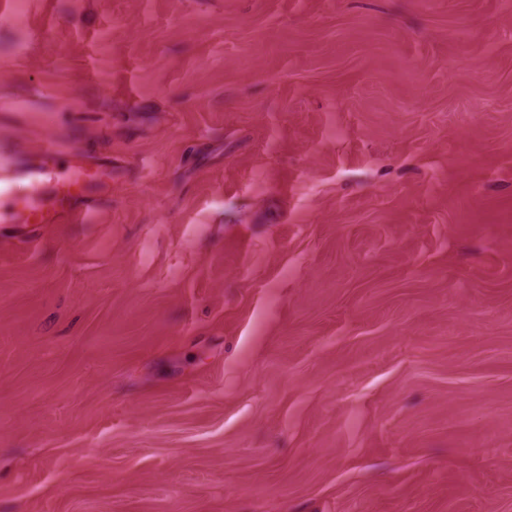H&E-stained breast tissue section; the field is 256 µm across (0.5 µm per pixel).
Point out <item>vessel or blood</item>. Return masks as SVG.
<instances>
[{
  "instance_id": "obj_1",
  "label": "vessel or blood",
  "mask_w": 512,
  "mask_h": 512,
  "mask_svg": "<svg viewBox=\"0 0 512 512\" xmlns=\"http://www.w3.org/2000/svg\"><path fill=\"white\" fill-rule=\"evenodd\" d=\"M40 161L16 146H0V224H82L99 201L100 180L79 164L61 165L58 142Z\"/></svg>"
}]
</instances>
